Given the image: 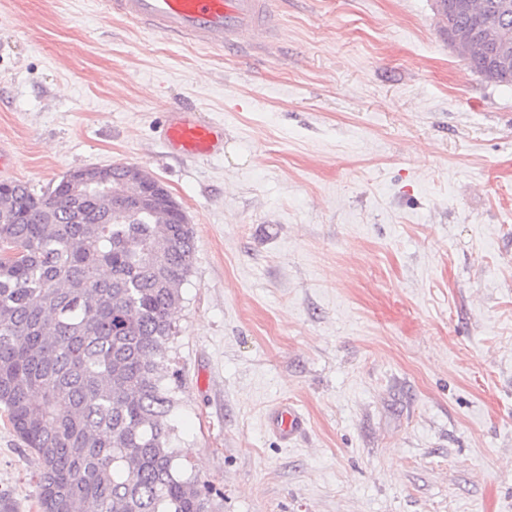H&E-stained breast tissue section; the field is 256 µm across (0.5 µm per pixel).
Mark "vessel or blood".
<instances>
[{
	"label": "vessel or blood",
	"mask_w": 512,
	"mask_h": 512,
	"mask_svg": "<svg viewBox=\"0 0 512 512\" xmlns=\"http://www.w3.org/2000/svg\"><path fill=\"white\" fill-rule=\"evenodd\" d=\"M102 6L105 15L215 50L260 47L274 26L269 0H102ZM164 136L185 158L211 157L222 144L218 129L192 119L185 107L169 111ZM269 424L288 442L302 430L303 418L294 407L283 405L271 413Z\"/></svg>",
	"instance_id": "b4317fda"
}]
</instances>
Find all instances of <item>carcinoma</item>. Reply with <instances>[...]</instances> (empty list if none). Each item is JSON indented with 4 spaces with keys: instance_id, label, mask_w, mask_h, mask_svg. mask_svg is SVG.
Returning <instances> with one entry per match:
<instances>
[{
    "instance_id": "1",
    "label": "carcinoma",
    "mask_w": 512,
    "mask_h": 512,
    "mask_svg": "<svg viewBox=\"0 0 512 512\" xmlns=\"http://www.w3.org/2000/svg\"><path fill=\"white\" fill-rule=\"evenodd\" d=\"M441 2L483 34L465 49L470 67L512 86V66L484 72L489 34L512 36V12L504 31L501 0ZM110 171L111 198L0 185V407L37 459L40 512H217L176 463L161 384L193 229L163 192L129 218L134 197L163 183Z\"/></svg>"
}]
</instances>
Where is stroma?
<instances>
[{
  "instance_id": "obj_1",
  "label": "stroma",
  "mask_w": 512,
  "mask_h": 512,
  "mask_svg": "<svg viewBox=\"0 0 512 512\" xmlns=\"http://www.w3.org/2000/svg\"><path fill=\"white\" fill-rule=\"evenodd\" d=\"M271 8L236 54L99 0H0L6 178L135 165L182 207L170 445L220 512H512V87L434 0ZM178 106L220 155L168 152ZM36 469L0 413V512H40ZM269 424L274 433L288 442L302 430L304 422L301 414L294 407L283 405L271 413Z\"/></svg>"
}]
</instances>
